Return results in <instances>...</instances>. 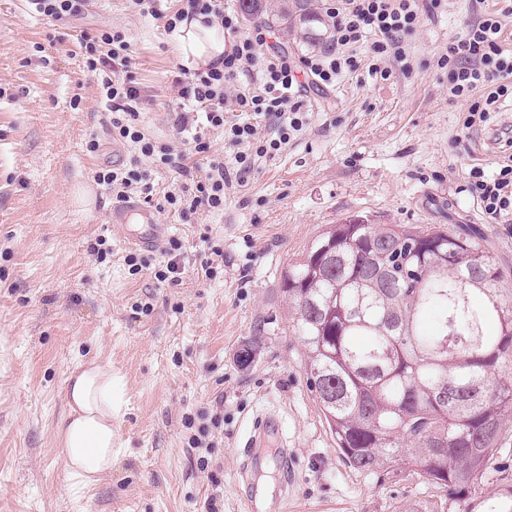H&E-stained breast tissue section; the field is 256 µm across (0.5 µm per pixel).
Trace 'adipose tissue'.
Segmentation results:
<instances>
[{
	"label": "adipose tissue",
	"instance_id": "adipose-tissue-1",
	"mask_svg": "<svg viewBox=\"0 0 512 512\" xmlns=\"http://www.w3.org/2000/svg\"><path fill=\"white\" fill-rule=\"evenodd\" d=\"M171 38L184 64L208 65L224 54L221 31L195 19L178 24ZM112 369L77 362L67 378V411L58 424L60 454L69 474L90 485L112 472Z\"/></svg>",
	"mask_w": 512,
	"mask_h": 512
}]
</instances>
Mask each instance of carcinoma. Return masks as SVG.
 <instances>
[{
	"instance_id": "cac0c4a2",
	"label": "carcinoma",
	"mask_w": 512,
	"mask_h": 512,
	"mask_svg": "<svg viewBox=\"0 0 512 512\" xmlns=\"http://www.w3.org/2000/svg\"><path fill=\"white\" fill-rule=\"evenodd\" d=\"M323 41L319 0H238ZM284 292L306 372L351 467L409 466L444 499L402 512H449L488 469L512 413V288L461 225L334 224L288 268Z\"/></svg>"
}]
</instances>
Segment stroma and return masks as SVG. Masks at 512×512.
<instances>
[{"label":"stroma","instance_id":"35a3bbf8","mask_svg":"<svg viewBox=\"0 0 512 512\" xmlns=\"http://www.w3.org/2000/svg\"><path fill=\"white\" fill-rule=\"evenodd\" d=\"M494 0H447L406 37L412 78L379 82L366 69L335 88L305 87L309 124L274 157L238 173L224 153V209L181 223L153 210L183 243L176 283L158 282L162 247L143 249L150 265L131 274L133 246L108 221L113 201L96 169L129 163L114 142L97 81L82 65L80 31L124 29L132 70L152 104L142 121L170 141L169 86L182 60L162 21L126 0H90L72 27L49 42L48 26L24 0H0V512H398L434 500L438 490L412 470L366 473L347 465L305 371L304 348L282 284L329 225L358 218L417 229L466 219L512 284V223H490L465 190L472 167L493 172L512 155V103L481 129L461 127L464 103L448 100L434 66ZM100 149L86 152L89 137ZM112 252H90L98 236ZM224 250V269L207 278L208 244ZM257 344L253 362L241 350ZM110 366L112 473L78 488L59 453L73 365ZM223 412L221 427L210 421ZM276 413L281 435L249 448L255 420ZM211 427L210 449L194 447L184 416ZM496 465L478 481L468 512L488 500L512 512V415L503 421Z\"/></svg>","mask_w":512,"mask_h":512}]
</instances>
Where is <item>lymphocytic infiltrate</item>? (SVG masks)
<instances>
[{
	"mask_svg": "<svg viewBox=\"0 0 512 512\" xmlns=\"http://www.w3.org/2000/svg\"><path fill=\"white\" fill-rule=\"evenodd\" d=\"M501 2V8L480 15L463 35L450 39L446 52L436 59L447 77L449 102L465 104L462 126L467 130L486 124L499 101L512 99V49H506L502 39V20L512 17V0ZM130 6L141 15L163 20L168 32L201 16L206 24L218 25L226 38L222 61L181 72L171 83L177 103L173 128L184 138L179 150L148 134L140 121L148 98L131 71L125 33L109 25L80 33L84 66L98 78L113 140L132 147L138 158L153 166L182 176L190 173L188 155L209 156L203 177L163 195L164 209L187 221L198 213L224 208L229 178L223 158L212 154L206 131L222 132L225 143L236 147L239 170L250 169L255 159L275 156L309 123V112L298 98L302 82L326 90L363 64L370 76L381 81L398 71L412 76L404 37L423 16L437 13L442 0H324L332 21L331 44L296 62L284 56L263 58L265 30H244L239 15L225 10L224 0H177L172 6L165 0H130ZM231 87L236 90L232 96L227 93ZM266 119L274 122L269 134L258 126ZM94 180L118 202L135 193L153 192L144 172L135 166L99 169ZM466 189L492 221L512 218V163L501 164L491 175L472 168Z\"/></svg>",
	"mask_w": 512,
	"mask_h": 512,
	"instance_id": "obj_1",
	"label": "lymphocytic infiltrate"
}]
</instances>
